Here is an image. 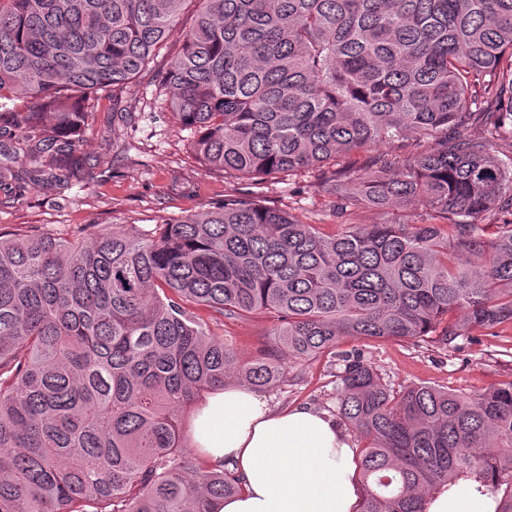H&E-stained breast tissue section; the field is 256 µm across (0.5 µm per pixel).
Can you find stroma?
I'll return each mask as SVG.
<instances>
[{
    "label": "stroma",
    "instance_id": "stroma-1",
    "mask_svg": "<svg viewBox=\"0 0 512 512\" xmlns=\"http://www.w3.org/2000/svg\"><path fill=\"white\" fill-rule=\"evenodd\" d=\"M172 34L160 53L123 94L122 109L113 112L108 98L91 101L90 116L78 135L82 153L94 159L90 176L72 185H30L21 198L0 190V232L24 234L46 230L70 237L82 227L106 225L149 230L164 218H178L223 204L225 195H253L261 204L283 209L320 231L335 234L349 224H389L390 209L358 208L337 217L334 202L343 176L300 172L263 183L225 179L190 147L189 131L181 129L166 107L156 81L181 49ZM274 318L254 314L244 319L209 321L212 333L223 336L240 358L249 360L272 342ZM346 348L360 350L392 386L424 383L438 388L477 393L491 384L512 380V325L495 335L464 341L457 349L421 347L408 341L349 339ZM288 378L262 397L282 406L307 404L328 412L336 404V382L325 359L286 360Z\"/></svg>",
    "mask_w": 512,
    "mask_h": 512
}]
</instances>
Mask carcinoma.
Wrapping results in <instances>:
<instances>
[{"mask_svg": "<svg viewBox=\"0 0 512 512\" xmlns=\"http://www.w3.org/2000/svg\"><path fill=\"white\" fill-rule=\"evenodd\" d=\"M187 2L156 78L211 167L255 183L370 151L336 209L429 221L326 235L230 194L147 233H0V512H214L239 479L185 456L179 413L231 377L285 382L286 357L328 359L360 512H426L466 479L512 512V381L395 389L341 349L512 324V0H0V187L83 181V103L117 110ZM196 308L266 312L272 346L243 362Z\"/></svg>", "mask_w": 512, "mask_h": 512, "instance_id": "cac0c4a2", "label": "carcinoma"}]
</instances>
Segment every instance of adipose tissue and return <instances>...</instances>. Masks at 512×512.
Wrapping results in <instances>:
<instances>
[{"label": "adipose tissue", "instance_id": "adipose-tissue-1", "mask_svg": "<svg viewBox=\"0 0 512 512\" xmlns=\"http://www.w3.org/2000/svg\"><path fill=\"white\" fill-rule=\"evenodd\" d=\"M197 454L221 461L241 489L216 512H357L351 438L339 420L312 406L270 405L250 387L216 389L189 428ZM496 498L462 480L435 492L427 512H495Z\"/></svg>", "mask_w": 512, "mask_h": 512}]
</instances>
